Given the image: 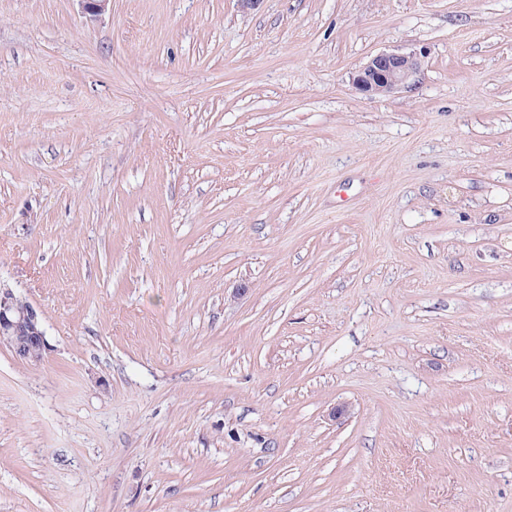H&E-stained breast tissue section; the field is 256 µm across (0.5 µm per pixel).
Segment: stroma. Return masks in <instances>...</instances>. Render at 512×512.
<instances>
[{
    "label": "stroma",
    "instance_id": "stroma-1",
    "mask_svg": "<svg viewBox=\"0 0 512 512\" xmlns=\"http://www.w3.org/2000/svg\"><path fill=\"white\" fill-rule=\"evenodd\" d=\"M0 283V512H512V0H0ZM422 50L380 52L372 56L358 71L353 82L369 94H390L405 87L421 67ZM8 346L20 360L41 362L49 351L41 313L0 283V345Z\"/></svg>",
    "mask_w": 512,
    "mask_h": 512
}]
</instances>
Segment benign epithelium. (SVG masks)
I'll return each mask as SVG.
<instances>
[{
	"label": "benign epithelium",
	"instance_id": "benign-epithelium-1",
	"mask_svg": "<svg viewBox=\"0 0 512 512\" xmlns=\"http://www.w3.org/2000/svg\"><path fill=\"white\" fill-rule=\"evenodd\" d=\"M423 52L413 48L380 52L358 71L353 82L369 94H390L406 85L421 67ZM27 363L41 362L49 351L41 313L0 283V345Z\"/></svg>",
	"mask_w": 512,
	"mask_h": 512
}]
</instances>
